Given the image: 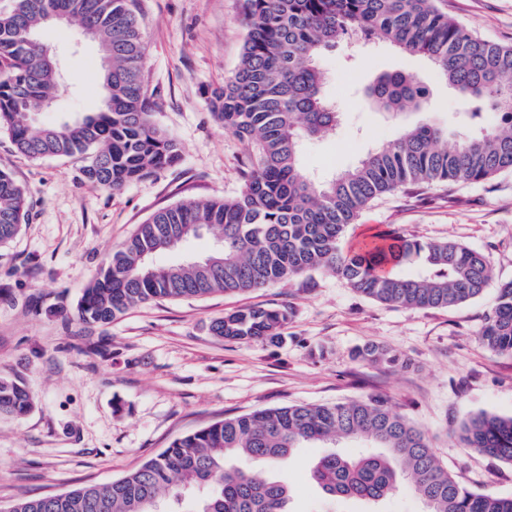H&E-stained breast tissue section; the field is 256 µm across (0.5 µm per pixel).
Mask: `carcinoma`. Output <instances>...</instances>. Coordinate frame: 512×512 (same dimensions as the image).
Masks as SVG:
<instances>
[{"mask_svg":"<svg viewBox=\"0 0 512 512\" xmlns=\"http://www.w3.org/2000/svg\"><path fill=\"white\" fill-rule=\"evenodd\" d=\"M53 15L94 30L104 69L101 109L74 121L31 119L64 89L62 70L36 39ZM247 30L240 62L206 104L224 129L251 143L243 185L233 197L187 201L153 212L108 257L85 288L75 318L104 326L156 299L245 292L321 270L355 291L406 308H450L483 294L492 279L480 252L386 232L343 248L345 228L382 195L435 184L486 181L512 171V46L485 41L437 0H243ZM381 40L434 65L458 93L461 111L427 119L367 152L351 169L324 180L305 170V141L336 133L341 112L324 93L317 64L352 33ZM145 43L136 0H5L0 3V132L31 158L86 161L84 177L118 190L177 163L180 148L153 120L144 87ZM366 100L384 113L430 110L428 91L405 70L378 74ZM28 216L25 192L0 169V245ZM212 233L222 247L202 259L157 265L153 257ZM286 308L250 307L212 330L226 339L272 340ZM481 345L512 356V281L498 288ZM372 363L399 357L374 345ZM32 397L16 373H0V416H22ZM460 440L512 464V415L481 412L463 422ZM323 445L311 478L337 500L377 504L409 479L424 512H512V496L464 487L437 460L423 430L371 395L330 405H289L224 418L176 439L127 475L36 498L10 512H151L167 493L193 498L191 512H292L293 485L281 469L296 448ZM265 462L277 473L257 479L232 464Z\"/></svg>","mask_w":512,"mask_h":512,"instance_id":"obj_1","label":"carcinoma"}]
</instances>
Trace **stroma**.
Masks as SVG:
<instances>
[{
  "label": "stroma",
  "instance_id": "stroma-1",
  "mask_svg": "<svg viewBox=\"0 0 512 512\" xmlns=\"http://www.w3.org/2000/svg\"><path fill=\"white\" fill-rule=\"evenodd\" d=\"M482 39L512 45V0H439ZM144 21V83L155 124L180 161L110 191L81 173L82 159L34 160L0 134V168L24 189L29 216L0 246V369L18 373L33 406L0 417V504L120 478L177 438L231 416L294 404L384 396L422 429L439 463L479 492L512 496V464L464 446L458 426L473 414L512 415V357L483 348L478 334L500 283L512 280V171L480 183L384 195L347 227L352 243L391 229L422 241L454 240L492 270L484 294L448 309L401 308L367 298L335 275L314 271L258 290L138 305L112 324L87 327L72 314L107 255L153 212L184 201L236 195L252 148L225 131L205 100L237 67L246 30L241 0H138ZM41 42L60 61L65 87L44 111L54 124L98 111L100 57L77 25L45 28ZM318 63L344 121L309 140L302 164L327 178L422 121H393L369 108L364 89L384 71L425 81L438 121L459 108L431 65L390 44L355 40ZM253 306L292 310L275 341L227 340L215 320ZM374 344L401 357L380 366L357 358ZM322 451L288 460L294 512H361L331 501L309 476Z\"/></svg>",
  "mask_w": 512,
  "mask_h": 512
}]
</instances>
